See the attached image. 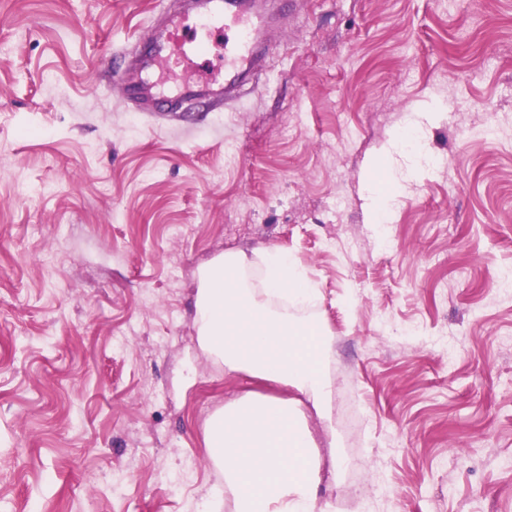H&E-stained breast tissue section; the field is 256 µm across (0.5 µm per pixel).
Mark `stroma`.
<instances>
[{
    "mask_svg": "<svg viewBox=\"0 0 512 512\" xmlns=\"http://www.w3.org/2000/svg\"><path fill=\"white\" fill-rule=\"evenodd\" d=\"M157 2L0 0V512H233L203 432L255 384L193 328L232 248L318 290L323 498L512 512V0H307L234 111L188 117L118 93ZM489 120L497 141L460 133Z\"/></svg>",
    "mask_w": 512,
    "mask_h": 512,
    "instance_id": "obj_1",
    "label": "stroma"
}]
</instances>
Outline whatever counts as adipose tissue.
Wrapping results in <instances>:
<instances>
[{"label": "adipose tissue", "mask_w": 512, "mask_h": 512, "mask_svg": "<svg viewBox=\"0 0 512 512\" xmlns=\"http://www.w3.org/2000/svg\"><path fill=\"white\" fill-rule=\"evenodd\" d=\"M304 271L276 249L227 251L197 273L199 349L260 391L237 396L207 421L204 444L224 474L234 512H318L322 460L316 415L338 448L332 420V338Z\"/></svg>", "instance_id": "obj_1"}]
</instances>
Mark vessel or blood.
Instances as JSON below:
<instances>
[{"label":"vessel or blood","mask_w":512,"mask_h":512,"mask_svg":"<svg viewBox=\"0 0 512 512\" xmlns=\"http://www.w3.org/2000/svg\"><path fill=\"white\" fill-rule=\"evenodd\" d=\"M303 0H180L164 13V24L144 34L124 55L119 92L140 112H180L186 104L219 106L239 101L256 88L267 68L268 45L278 29L302 10ZM223 41L224 60L209 53ZM196 70L194 79L159 85V61Z\"/></svg>","instance_id":"b4317fda"}]
</instances>
